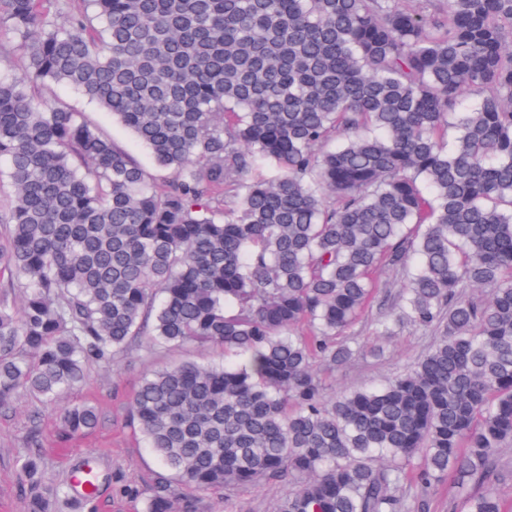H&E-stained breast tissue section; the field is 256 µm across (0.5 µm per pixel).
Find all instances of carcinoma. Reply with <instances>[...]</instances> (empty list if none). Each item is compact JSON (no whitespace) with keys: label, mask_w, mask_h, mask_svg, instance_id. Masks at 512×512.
I'll use <instances>...</instances> for the list:
<instances>
[{"label":"carcinoma","mask_w":512,"mask_h":512,"mask_svg":"<svg viewBox=\"0 0 512 512\" xmlns=\"http://www.w3.org/2000/svg\"><path fill=\"white\" fill-rule=\"evenodd\" d=\"M0 0V408L47 406L137 340L224 362L152 371L128 419L161 466L142 512L292 486L279 512H505L512 442V0ZM65 17L62 25L58 17ZM26 74L5 72L14 50ZM65 85L127 128L155 175ZM456 136L448 141V130ZM378 319L439 336L394 379L328 399L321 369ZM19 293L20 306L10 300ZM95 407L60 408L65 435ZM21 467L49 486L39 432ZM497 461L504 476L495 486V491L505 501L512 503V443L499 450ZM459 500L456 498L455 490L447 482L439 487L433 496V506L430 512H460L457 506Z\"/></svg>","instance_id":"obj_1"}]
</instances>
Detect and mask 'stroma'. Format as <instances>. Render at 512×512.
Returning <instances> with one entry per match:
<instances>
[{"instance_id":"35a3bbf8","label":"stroma","mask_w":512,"mask_h":512,"mask_svg":"<svg viewBox=\"0 0 512 512\" xmlns=\"http://www.w3.org/2000/svg\"><path fill=\"white\" fill-rule=\"evenodd\" d=\"M56 92L75 108L86 112L104 132L133 150L140 160H147V153L137 146L133 135L115 122L110 114L88 105L85 99L68 88L60 86ZM377 313V308H370L367 316L349 329L348 334L368 347L383 345V355L367 354L338 368L326 381L328 398L395 377L432 344L431 333L412 328L391 339L379 340L371 324ZM184 359L219 362L223 353L186 346L162 358L147 354L136 345L116 362L90 364L85 381L68 391L62 402L95 406L99 423L94 430L73 436L63 445L58 442L54 412L36 400L23 396L12 406L0 409V512H27L23 495L27 478L19 461L28 452V437L34 429L39 431L43 444L47 483H69L73 470L85 457L93 455L105 477L96 501V512H141V500L125 494L123 487L132 480L141 491H148L158 466L130 425L127 407L146 374L165 363ZM287 494V486L280 484L239 487L204 496L202 512H278Z\"/></svg>"}]
</instances>
